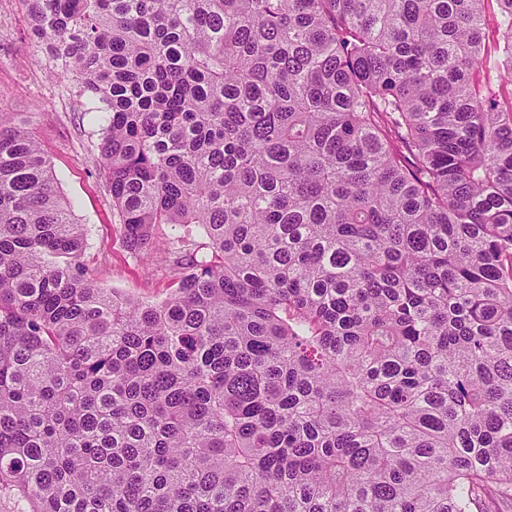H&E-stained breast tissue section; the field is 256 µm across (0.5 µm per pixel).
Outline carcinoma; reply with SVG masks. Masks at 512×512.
<instances>
[{
  "instance_id": "carcinoma-1",
  "label": "carcinoma",
  "mask_w": 512,
  "mask_h": 512,
  "mask_svg": "<svg viewBox=\"0 0 512 512\" xmlns=\"http://www.w3.org/2000/svg\"><path fill=\"white\" fill-rule=\"evenodd\" d=\"M22 2L101 103L126 249L168 225L174 289L89 276L0 113V496L512 512V90L480 80L485 0Z\"/></svg>"
}]
</instances>
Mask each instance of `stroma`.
<instances>
[{
	"instance_id": "stroma-1",
	"label": "stroma",
	"mask_w": 512,
	"mask_h": 512,
	"mask_svg": "<svg viewBox=\"0 0 512 512\" xmlns=\"http://www.w3.org/2000/svg\"><path fill=\"white\" fill-rule=\"evenodd\" d=\"M54 64L31 39L21 0H0V105L26 113L58 190L88 229L82 262L99 285L136 300L159 302L171 291L172 276L156 255L135 259L112 219V201L95 162L97 123L81 119L89 108L70 84L50 75Z\"/></svg>"
}]
</instances>
